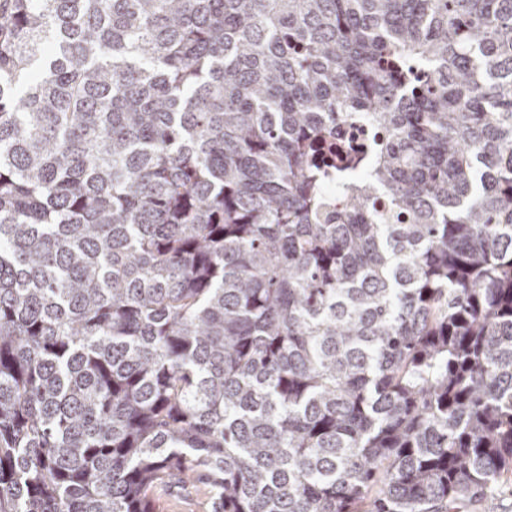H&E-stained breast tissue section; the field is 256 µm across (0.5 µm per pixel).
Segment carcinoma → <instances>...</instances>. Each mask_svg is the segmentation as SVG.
Listing matches in <instances>:
<instances>
[{"mask_svg": "<svg viewBox=\"0 0 512 512\" xmlns=\"http://www.w3.org/2000/svg\"><path fill=\"white\" fill-rule=\"evenodd\" d=\"M511 473L512 0H0V512Z\"/></svg>", "mask_w": 512, "mask_h": 512, "instance_id": "obj_1", "label": "carcinoma"}]
</instances>
